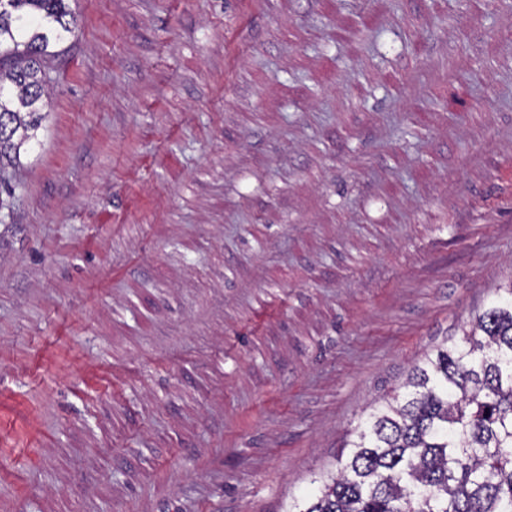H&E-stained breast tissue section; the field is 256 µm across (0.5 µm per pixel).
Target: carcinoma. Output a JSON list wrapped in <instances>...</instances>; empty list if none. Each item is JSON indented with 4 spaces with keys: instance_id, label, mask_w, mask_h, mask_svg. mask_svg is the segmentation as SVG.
<instances>
[{
    "instance_id": "obj_1",
    "label": "carcinoma",
    "mask_w": 512,
    "mask_h": 512,
    "mask_svg": "<svg viewBox=\"0 0 512 512\" xmlns=\"http://www.w3.org/2000/svg\"><path fill=\"white\" fill-rule=\"evenodd\" d=\"M67 0H0V170L44 119ZM284 512H512V281L469 329L415 364Z\"/></svg>"
}]
</instances>
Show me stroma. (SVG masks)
Instances as JSON below:
<instances>
[{
	"instance_id": "35a3bbf8",
	"label": "stroma",
	"mask_w": 512,
	"mask_h": 512,
	"mask_svg": "<svg viewBox=\"0 0 512 512\" xmlns=\"http://www.w3.org/2000/svg\"><path fill=\"white\" fill-rule=\"evenodd\" d=\"M0 235V512H281L512 281V0H69Z\"/></svg>"
}]
</instances>
